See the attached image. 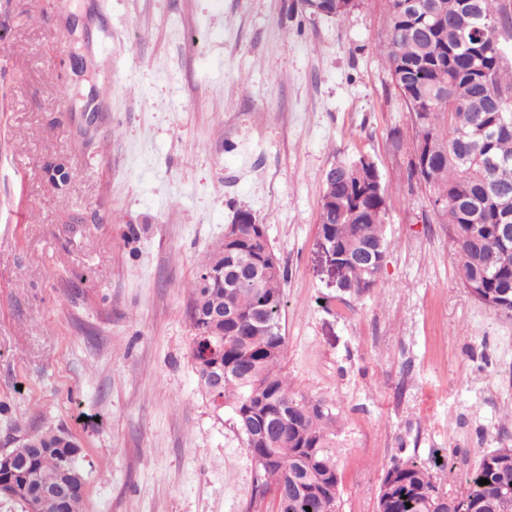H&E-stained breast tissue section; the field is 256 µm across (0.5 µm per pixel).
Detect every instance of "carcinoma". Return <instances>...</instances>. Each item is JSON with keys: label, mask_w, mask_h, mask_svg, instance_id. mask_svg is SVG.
<instances>
[{"label": "carcinoma", "mask_w": 512, "mask_h": 512, "mask_svg": "<svg viewBox=\"0 0 512 512\" xmlns=\"http://www.w3.org/2000/svg\"><path fill=\"white\" fill-rule=\"evenodd\" d=\"M512 33V0H418L412 12L389 0L388 34L382 55L407 111L422 97L428 111L415 138L432 145L429 178L423 181L437 223L446 225L462 285L479 276L483 304L512 318V243L495 233L504 210L500 192L512 195V65L500 53L499 34ZM356 161L329 169L320 227L330 230L342 258L338 282L356 291L379 277L359 261L373 246L387 249L384 194L360 192ZM246 241L225 251L224 280L206 284L197 276L189 289L187 316L195 331L192 357L198 382L212 396L215 373L224 367L220 408L228 411L256 466V490L270 491L278 512H339L342 447L338 414L321 400L291 390L280 373L286 336L282 329L283 271L257 278L259 260L273 252L259 225L242 224ZM292 406L285 421H273L259 440L250 436V412ZM78 442L63 430H34L15 448L12 471H0V494L25 485L20 494L33 512H59L50 492L84 477ZM489 484L480 485V479ZM512 448L482 455L467 473L463 493L449 502L432 472L414 460L384 473L376 512H512ZM411 507H406V504Z\"/></svg>", "instance_id": "1"}]
</instances>
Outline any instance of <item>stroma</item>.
Segmentation results:
<instances>
[{
	"label": "stroma",
	"mask_w": 512,
	"mask_h": 512,
	"mask_svg": "<svg viewBox=\"0 0 512 512\" xmlns=\"http://www.w3.org/2000/svg\"><path fill=\"white\" fill-rule=\"evenodd\" d=\"M387 26V0L339 18L293 0H0V451L74 434L83 512H275L199 385L186 315L239 211L284 271L283 373L344 427L341 512H376L393 461L454 497L512 447V319L463 287L408 177ZM363 156L389 246L375 287L343 293L324 178Z\"/></svg>",
	"instance_id": "obj_1"
}]
</instances>
